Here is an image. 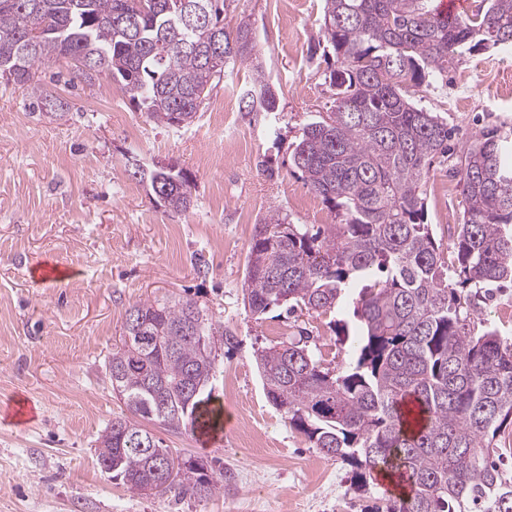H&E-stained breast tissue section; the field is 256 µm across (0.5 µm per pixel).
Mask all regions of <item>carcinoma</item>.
Wrapping results in <instances>:
<instances>
[{
  "label": "carcinoma",
  "instance_id": "carcinoma-1",
  "mask_svg": "<svg viewBox=\"0 0 512 512\" xmlns=\"http://www.w3.org/2000/svg\"><path fill=\"white\" fill-rule=\"evenodd\" d=\"M200 0H0V78L43 96L40 69L81 60L73 78L106 79L156 125L194 122L214 81L254 55L255 33L221 10L209 26L174 28L184 2ZM322 42L336 56L325 81L332 111L304 128L294 167L340 222L293 224L278 211L255 227L244 279L254 316L284 308L323 317L357 289V335L334 319L347 356L328 363L302 332L254 351L268 400L330 458L353 467L367 491L381 469L407 476V498L384 512H512L499 436L512 426V336L489 325L474 299L512 287V129L461 147L454 169L461 223L448 228L445 260L427 223L425 187L454 131L413 97L453 69L464 50L512 49V0H480L447 18L432 0H323ZM219 32L220 62L203 57ZM247 112H278L264 78L244 88ZM169 209L193 205L186 173L135 171ZM235 336L188 294L139 302L122 345L108 357L112 391L128 415L98 438L97 462L137 494L203 501L221 480L173 453L147 424L168 432L221 424L210 407L216 345Z\"/></svg>",
  "mask_w": 512,
  "mask_h": 512
}]
</instances>
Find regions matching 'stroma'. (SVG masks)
<instances>
[{
	"label": "stroma",
	"mask_w": 512,
	"mask_h": 512,
	"mask_svg": "<svg viewBox=\"0 0 512 512\" xmlns=\"http://www.w3.org/2000/svg\"><path fill=\"white\" fill-rule=\"evenodd\" d=\"M322 0H232L227 16L257 36L255 61L212 85L185 128L155 125L111 85L71 82L65 60L42 69L44 92L67 103L51 117L28 92L0 79V512H375L395 485L355 490L353 470L311 447L267 400L254 360L260 346L312 334L326 354L325 319L245 310L243 284L255 226L271 211L294 224H331L323 203L301 208L308 188L291 163L307 124L332 104L319 39ZM279 93L278 126L241 109L239 89L256 70ZM424 106L454 128L455 146L479 131L512 127V53H463L447 90ZM171 163L195 184L194 204L175 212L132 178L131 159ZM450 160H434L426 184L437 242L462 218ZM44 264L66 278H37ZM190 291L237 340L218 352L212 402L226 423L211 443L166 434L183 458L223 466L210 499L137 495L104 476L97 438L126 409L105 363L128 310L167 292ZM37 418L14 422L18 400Z\"/></svg>",
	"instance_id": "35a3bbf8"
}]
</instances>
